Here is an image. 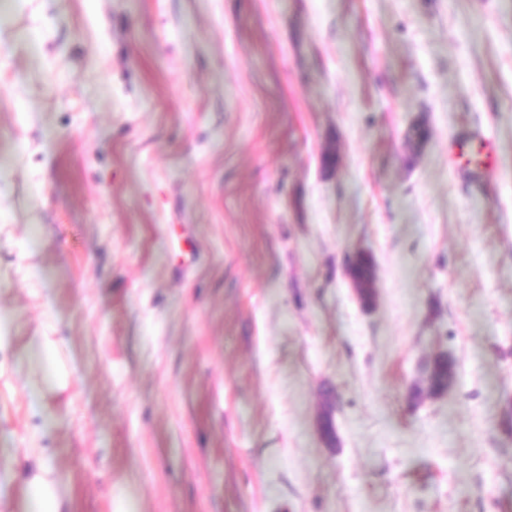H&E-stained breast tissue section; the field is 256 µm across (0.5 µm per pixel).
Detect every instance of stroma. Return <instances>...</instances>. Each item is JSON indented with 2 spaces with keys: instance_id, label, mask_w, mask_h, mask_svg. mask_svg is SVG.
Returning <instances> with one entry per match:
<instances>
[{
  "instance_id": "stroma-1",
  "label": "stroma",
  "mask_w": 512,
  "mask_h": 512,
  "mask_svg": "<svg viewBox=\"0 0 512 512\" xmlns=\"http://www.w3.org/2000/svg\"><path fill=\"white\" fill-rule=\"evenodd\" d=\"M0 312V512H512V0H0ZM457 379V364L455 359L447 352H442L436 360L433 386L435 389L447 387ZM61 499L56 481H48L43 473L34 476L27 502L28 512H60Z\"/></svg>"
}]
</instances>
